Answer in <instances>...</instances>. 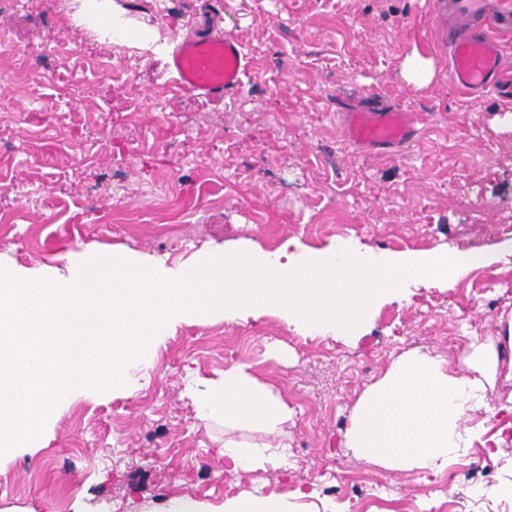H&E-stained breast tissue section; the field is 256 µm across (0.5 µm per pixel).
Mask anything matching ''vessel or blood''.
I'll return each instance as SVG.
<instances>
[{"instance_id":"vessel-or-blood-1","label":"vessel or blood","mask_w":512,"mask_h":512,"mask_svg":"<svg viewBox=\"0 0 512 512\" xmlns=\"http://www.w3.org/2000/svg\"><path fill=\"white\" fill-rule=\"evenodd\" d=\"M429 24L448 56L453 84L470 94L512 100V67L500 41L512 32V0H433ZM171 68L179 89L219 101L241 88L248 60L233 35L195 32L177 44ZM336 112L346 139L365 152L393 156L420 137L414 113L376 97L348 102Z\"/></svg>"}]
</instances>
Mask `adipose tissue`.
I'll list each match as a JSON object with an SVG mask.
<instances>
[{
    "label": "adipose tissue",
    "mask_w": 512,
    "mask_h": 512,
    "mask_svg": "<svg viewBox=\"0 0 512 512\" xmlns=\"http://www.w3.org/2000/svg\"><path fill=\"white\" fill-rule=\"evenodd\" d=\"M508 350L512 326L503 344L490 336L470 337L456 364L417 349L401 354L356 404L346 432L348 447L359 458L392 470H442L450 459L464 455L482 431L477 414L492 418L512 413V399L503 404L491 397ZM190 397L199 415L224 421L225 471L287 466L288 445L273 436L290 410L247 364L226 367L221 382L195 389ZM244 428L263 432L264 440L234 438V431ZM161 512H288V501L274 494L244 493L214 506L179 496L166 501Z\"/></svg>",
    "instance_id": "1"
}]
</instances>
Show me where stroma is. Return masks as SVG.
Here are the masks:
<instances>
[{
    "instance_id": "1",
    "label": "stroma",
    "mask_w": 512,
    "mask_h": 512,
    "mask_svg": "<svg viewBox=\"0 0 512 512\" xmlns=\"http://www.w3.org/2000/svg\"><path fill=\"white\" fill-rule=\"evenodd\" d=\"M81 4L0 10V265L56 267L89 242L173 265L215 245L290 239L403 253L490 252L512 238V103L451 83L431 0H112L132 42L75 26ZM205 21L250 60L241 91L221 102L180 91L168 70L175 39ZM415 56L431 63L420 84L407 71ZM363 93L416 113L418 143L393 158L347 144L336 105ZM511 316L508 264L386 302L353 341L300 334L271 311L176 324L134 395L80 396L50 423V447L0 457V512H159L173 496L219 505L245 492L289 497L292 512H352L356 496L322 489L353 478L394 488L365 512H430L446 480L453 512H512V450L493 457L477 439L425 473L343 445L393 358L455 354ZM235 363L288 404V468L225 472L223 425L197 417L190 378L217 381ZM300 487L317 497L294 498Z\"/></svg>"
}]
</instances>
